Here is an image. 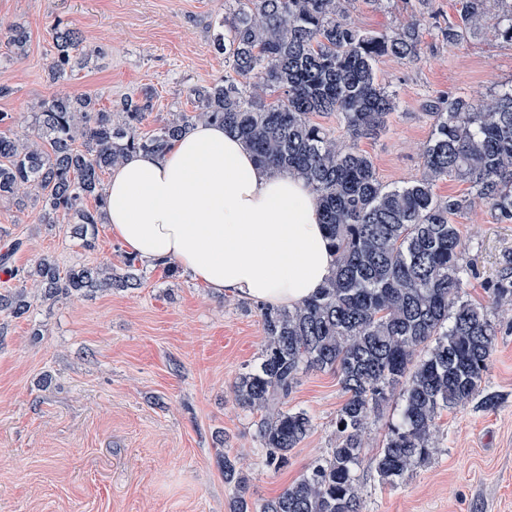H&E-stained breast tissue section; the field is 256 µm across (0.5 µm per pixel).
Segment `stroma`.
<instances>
[{
  "label": "stroma",
  "instance_id": "stroma-1",
  "mask_svg": "<svg viewBox=\"0 0 512 512\" xmlns=\"http://www.w3.org/2000/svg\"><path fill=\"white\" fill-rule=\"evenodd\" d=\"M404 0L375 9L358 0L350 12L362 30L379 32L408 20ZM224 0H0V23L30 35L16 57L0 42V112L17 137L32 132L41 102L82 93L108 108L151 94L140 131L152 134L177 113L193 114L192 88L226 75L213 40ZM77 28L88 63L64 78L49 76L51 27ZM450 47L426 33L420 57L381 58L379 81L395 92L386 129L360 142L381 181L419 177L431 122L424 96L493 99L512 83V45L494 35ZM0 228L24 245L17 268L49 256L61 268L122 267V244L98 225L92 247L71 237L66 218L40 223L39 211L0 200ZM473 266L469 293L500 326L485 377L502 394L489 412L457 408L437 419L436 450L395 486L359 472L364 512H512V305L493 304L487 284L512 259V223L487 208L459 226ZM141 284L92 297L42 301L21 319L0 315V512H231L225 455L236 456L251 501L281 493L335 442L344 401L336 373H304L288 398L307 410L313 429L287 467L265 465L256 414L235 399L234 383L264 344L260 305L220 294L186 271L141 264Z\"/></svg>",
  "mask_w": 512,
  "mask_h": 512
}]
</instances>
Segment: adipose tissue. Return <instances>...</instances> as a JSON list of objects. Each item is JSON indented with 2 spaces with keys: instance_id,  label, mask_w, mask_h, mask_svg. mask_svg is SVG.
Returning <instances> with one entry per match:
<instances>
[{
  "instance_id": "obj_1",
  "label": "adipose tissue",
  "mask_w": 512,
  "mask_h": 512,
  "mask_svg": "<svg viewBox=\"0 0 512 512\" xmlns=\"http://www.w3.org/2000/svg\"><path fill=\"white\" fill-rule=\"evenodd\" d=\"M106 194L102 222L130 254L220 293L292 306L335 269L305 182L261 168L218 123H197L163 155L131 154Z\"/></svg>"
}]
</instances>
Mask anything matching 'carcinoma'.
I'll return each instance as SVG.
<instances>
[{"label":"carcinoma","mask_w":512,"mask_h":512,"mask_svg":"<svg viewBox=\"0 0 512 512\" xmlns=\"http://www.w3.org/2000/svg\"><path fill=\"white\" fill-rule=\"evenodd\" d=\"M409 22L368 32L350 18L354 0H229L224 35L215 43L234 76L191 90L196 113L182 114L149 136L138 133L151 95L125 98L118 108L96 97H57L32 115L35 139L0 131V199L19 208L41 206L40 222L76 220L72 233L92 247L88 231L107 205L100 175L127 156L162 154L195 120L219 123L273 172L292 171L316 195L320 221L336 255L326 285L291 307L260 309L265 341L258 362L235 384L243 407L263 412L258 435L265 464L279 470L313 427L303 409H287L288 397L307 371H333L346 399L336 414L334 447L277 496L246 498L248 478L236 458L224 454V484L236 490L235 512H363L357 472H375L396 485L434 449L436 418L459 407L490 409L499 396L484 374L499 329L488 309L468 298L470 265L458 224L477 206L500 223H512V86L480 104L468 96H428L432 119L420 177L383 184L359 141L387 127L396 98L379 82L377 61L415 60L432 27L442 41L459 44L484 28L498 6L495 31L512 45V0H456L454 20L441 24L431 0H406ZM22 57L24 28L0 33ZM49 65L60 77L82 65L80 32L52 30ZM334 114L349 137L341 144L314 117ZM453 175L468 192L446 197L438 182ZM93 198L96 208L84 207ZM23 247L15 239L0 253V270L23 276L55 301L97 290L136 288V259L124 268L74 266L61 273L43 256L26 271L12 266ZM495 301L512 302V271L492 282ZM31 308L25 289H0V313L21 318ZM399 392L401 406L379 453L364 460L372 419Z\"/></svg>","instance_id":"1"}]
</instances>
